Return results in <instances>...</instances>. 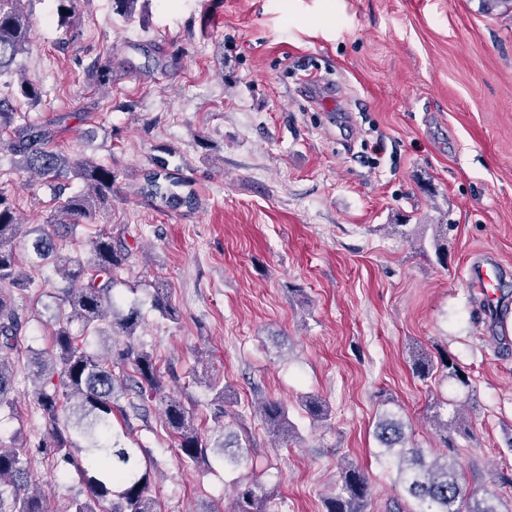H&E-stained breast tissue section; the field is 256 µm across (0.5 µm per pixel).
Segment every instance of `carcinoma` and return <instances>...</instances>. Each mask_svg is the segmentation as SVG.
<instances>
[{"instance_id":"1","label":"carcinoma","mask_w":512,"mask_h":512,"mask_svg":"<svg viewBox=\"0 0 512 512\" xmlns=\"http://www.w3.org/2000/svg\"><path fill=\"white\" fill-rule=\"evenodd\" d=\"M24 0H0V77L16 70L19 55L31 45L33 21L23 10ZM17 113L0 98V149L16 158L18 170L40 178L57 179L67 174L83 188L59 194L58 205L45 223L29 230L35 235L34 263L50 264L61 275L64 286L47 293L55 305L52 345L48 351L27 350V366L38 383L35 400L41 410L46 433L39 453L53 463L74 467L86 497L72 498L65 512H157L152 495L151 469L154 462L141 448H128L112 427L113 411L129 420L119 405V394L131 392L140 403H129L135 417L147 415L146 402L159 399L165 425L176 439L179 454L196 462L209 445L194 428L183 403L163 395L164 381L153 355L135 346L140 313L118 306L112 286L127 269L131 254L100 229L90 240L86 258L62 252L55 239L79 224H96L99 215L112 205L116 174L91 157L74 161L50 147L52 130L24 122L16 124ZM138 193L159 211L194 209L198 194L191 181L163 164L145 170ZM22 221L10 198L0 191V411L14 410L16 360L22 354L24 328L29 322L18 299L35 284L20 260ZM125 340L117 356L90 350L88 338ZM314 421L328 416V408L317 397L304 401ZM256 414L283 437H292L288 408L278 400L262 402ZM445 447H453L450 433L461 432L465 423L458 404L446 420H437ZM216 461L237 466L246 461L236 436L222 430ZM374 437L381 455L397 459V479L406 503L395 512H501L500 495L469 487L456 455L429 458L414 443L402 420L390 413L380 416ZM368 479L356 467L343 469L338 491L326 499V512H366ZM264 489L257 476L238 481L232 512H265ZM0 512H49L47 503L31 479L28 448L0 442Z\"/></svg>"}]
</instances>
